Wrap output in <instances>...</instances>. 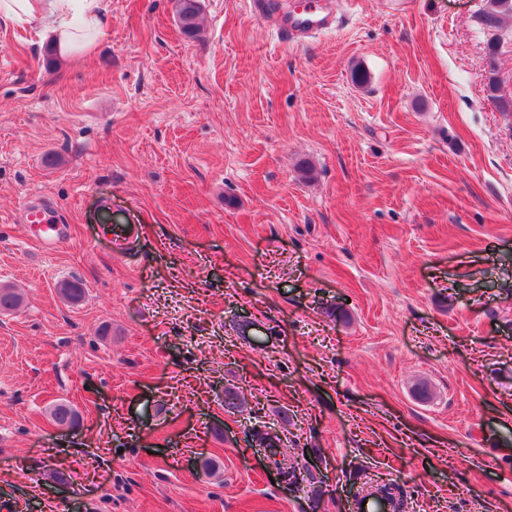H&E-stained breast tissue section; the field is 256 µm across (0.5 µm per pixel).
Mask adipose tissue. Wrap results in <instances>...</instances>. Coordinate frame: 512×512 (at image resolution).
I'll return each mask as SVG.
<instances>
[{
    "mask_svg": "<svg viewBox=\"0 0 512 512\" xmlns=\"http://www.w3.org/2000/svg\"><path fill=\"white\" fill-rule=\"evenodd\" d=\"M106 13L107 0H0V24L24 23L36 28L62 57L74 48L87 51L94 46L92 40L79 41L75 18H82L85 30L99 36Z\"/></svg>",
    "mask_w": 512,
    "mask_h": 512,
    "instance_id": "adipose-tissue-1",
    "label": "adipose tissue"
}]
</instances>
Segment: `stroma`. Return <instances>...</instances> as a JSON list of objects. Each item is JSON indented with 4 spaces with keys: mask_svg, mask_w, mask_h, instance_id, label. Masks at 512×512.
<instances>
[{
    "mask_svg": "<svg viewBox=\"0 0 512 512\" xmlns=\"http://www.w3.org/2000/svg\"><path fill=\"white\" fill-rule=\"evenodd\" d=\"M200 2L190 39L175 0H108L65 58L0 25V283L24 293L0 314V500L349 512L370 480L406 512H512V117L485 92L487 0H328L334 27L300 43L250 0ZM108 224L136 225L125 250ZM268 428L320 497L275 480ZM49 222L50 217L44 208H29L26 213L27 224H43V228H40L41 234L38 236L45 243H52L59 239L57 226Z\"/></svg>",
    "mask_w": 512,
    "mask_h": 512,
    "instance_id": "35a3bbf8",
    "label": "stroma"
}]
</instances>
